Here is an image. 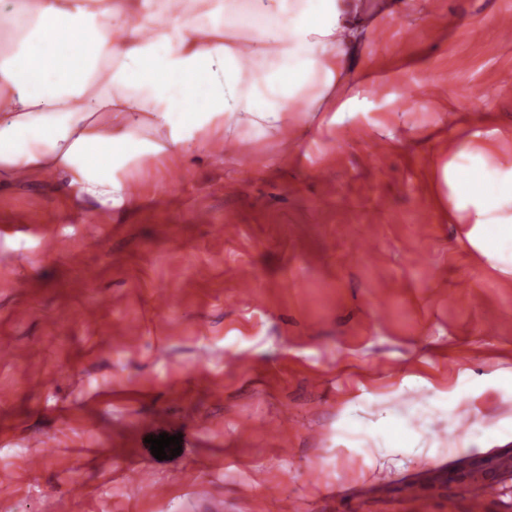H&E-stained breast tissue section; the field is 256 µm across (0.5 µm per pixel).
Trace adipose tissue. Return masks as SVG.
<instances>
[{"label":"adipose tissue","instance_id":"obj_1","mask_svg":"<svg viewBox=\"0 0 512 512\" xmlns=\"http://www.w3.org/2000/svg\"><path fill=\"white\" fill-rule=\"evenodd\" d=\"M15 0L0 13V185L63 175L72 202L132 207L128 168L219 153L242 133L317 134L349 103L368 0ZM474 177L445 167L448 221L512 274V165L462 139Z\"/></svg>","mask_w":512,"mask_h":512}]
</instances>
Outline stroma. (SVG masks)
I'll use <instances>...</instances> for the list:
<instances>
[{
    "label": "stroma",
    "mask_w": 512,
    "mask_h": 512,
    "mask_svg": "<svg viewBox=\"0 0 512 512\" xmlns=\"http://www.w3.org/2000/svg\"><path fill=\"white\" fill-rule=\"evenodd\" d=\"M371 18L314 139L142 159L131 210L0 189V512H469L448 471L512 457V276L441 206L455 126L512 162V0ZM389 448H414V437L403 422L391 421L386 429Z\"/></svg>",
    "instance_id": "obj_1"
}]
</instances>
